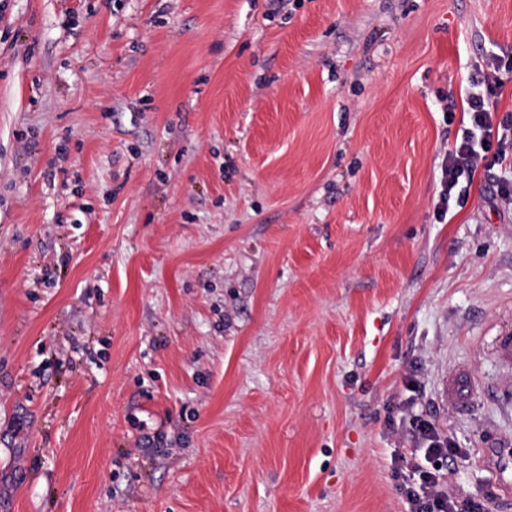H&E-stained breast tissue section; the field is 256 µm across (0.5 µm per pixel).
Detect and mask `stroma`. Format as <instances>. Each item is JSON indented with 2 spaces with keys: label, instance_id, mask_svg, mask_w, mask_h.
I'll list each match as a JSON object with an SVG mask.
<instances>
[{
  "label": "stroma",
  "instance_id": "obj_1",
  "mask_svg": "<svg viewBox=\"0 0 512 512\" xmlns=\"http://www.w3.org/2000/svg\"><path fill=\"white\" fill-rule=\"evenodd\" d=\"M512 0H0V512H512V166L439 219ZM410 433L414 440L422 441L427 444L426 455L434 463L442 462L447 459L448 448L441 442L434 433L433 428L425 421H413L410 427ZM437 468L421 470L419 488L416 483L402 487V494L409 505L410 512H493L495 505L491 500L486 503L461 502L448 489L439 484Z\"/></svg>",
  "mask_w": 512,
  "mask_h": 512
}]
</instances>
